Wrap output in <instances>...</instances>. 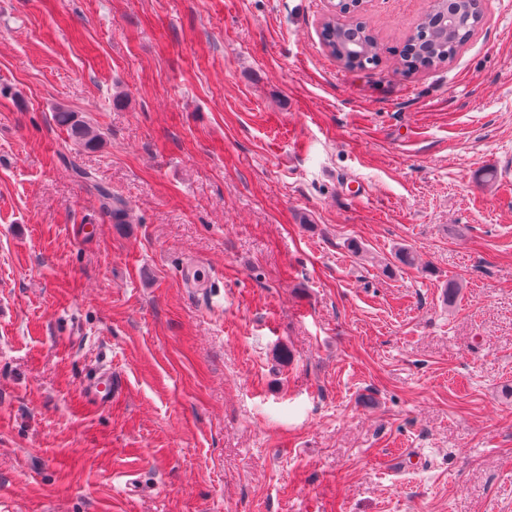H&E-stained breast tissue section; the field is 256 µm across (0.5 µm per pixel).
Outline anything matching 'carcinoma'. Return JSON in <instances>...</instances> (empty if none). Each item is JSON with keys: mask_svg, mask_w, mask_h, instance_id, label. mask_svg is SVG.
I'll return each instance as SVG.
<instances>
[{"mask_svg": "<svg viewBox=\"0 0 512 512\" xmlns=\"http://www.w3.org/2000/svg\"><path fill=\"white\" fill-rule=\"evenodd\" d=\"M481 21L482 17L470 11L466 0H430L424 19L405 43L395 72L406 75L448 63ZM322 37L330 52L347 69L376 66L381 59V44L369 31L363 33L356 55L350 53L354 34L347 24L338 21L325 22ZM54 120L57 125L66 128L74 142L82 148L92 150L99 146L101 135L98 130L72 110L58 107L54 112ZM96 191L102 210L113 223H124V203L105 188L98 187Z\"/></svg>", "mask_w": 512, "mask_h": 512, "instance_id": "obj_1", "label": "carcinoma"}]
</instances>
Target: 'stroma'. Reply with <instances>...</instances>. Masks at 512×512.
Wrapping results in <instances>:
<instances>
[{
  "mask_svg": "<svg viewBox=\"0 0 512 512\" xmlns=\"http://www.w3.org/2000/svg\"><path fill=\"white\" fill-rule=\"evenodd\" d=\"M427 6L0 0V512H512V0L397 74ZM365 26V25H364ZM366 28V26H365ZM350 27L338 21H327L322 27V37L330 52L347 69H365L368 65L377 66L381 59V44L377 37L367 30L363 33L359 53L352 56L350 53L351 43L359 39L353 37ZM54 120L57 125L65 127L74 142L82 148L92 150L99 146L101 135L98 130L76 112L60 106L54 112ZM102 210L112 219L113 223L124 224L126 209L124 203L112 197V193L102 187H96ZM121 389L120 382L112 376L111 369H104L95 374L83 390L86 399H93L99 402L112 400Z\"/></svg>",
  "mask_w": 512,
  "mask_h": 512,
  "instance_id": "35a3bbf8",
  "label": "stroma"
}]
</instances>
